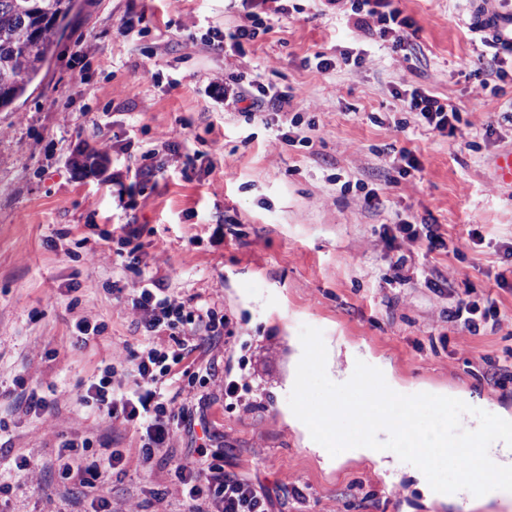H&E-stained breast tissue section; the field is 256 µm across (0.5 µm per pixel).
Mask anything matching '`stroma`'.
Returning a JSON list of instances; mask_svg holds the SVG:
<instances>
[{
  "instance_id": "obj_1",
  "label": "stroma",
  "mask_w": 512,
  "mask_h": 512,
  "mask_svg": "<svg viewBox=\"0 0 512 512\" xmlns=\"http://www.w3.org/2000/svg\"><path fill=\"white\" fill-rule=\"evenodd\" d=\"M75 0L63 32L26 100L0 112V512H189L175 472L216 463L249 481L270 512H512V495L450 504L425 497L412 464L383 471L364 458L325 464L289 424L288 397L299 331L320 329L327 349L386 367L392 389L456 397L512 417V378L491 380L512 354V185L495 159L512 149V73L499 93L471 77L483 47L467 29L473 0H400L418 27L421 52L387 48L373 62L320 72L314 54L339 55L359 35L325 0ZM272 30L243 51H214L210 30L246 12ZM272 84L292 92L311 146L283 144L290 113L246 123L211 94L214 78ZM421 87L462 111L455 134L411 127L402 91ZM179 145L156 152L150 182L137 183L141 155L158 137ZM105 152L101 176L79 174L80 148ZM409 148L419 175L387 183L386 162ZM379 188L385 205L362 206ZM432 219L446 242L428 251L423 235L385 228ZM145 263L161 260L170 293L215 307L229 319L217 342L194 352L207 378L180 376L179 400L194 422L143 462L144 429L85 408L80 397L107 364L115 384H133V355L147 337L132 308L136 283L117 256L118 240ZM407 259L408 284L394 288L392 255ZM503 317L474 335L448 318L466 285ZM120 298H113V289ZM104 324L76 342L77 320ZM234 396H226L228 385ZM57 389V408H27L29 391ZM87 436L124 454L98 493L59 487L51 468L64 438ZM26 457L33 471L15 466Z\"/></svg>"
}]
</instances>
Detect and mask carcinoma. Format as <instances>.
Segmentation results:
<instances>
[{
  "label": "carcinoma",
  "mask_w": 512,
  "mask_h": 512,
  "mask_svg": "<svg viewBox=\"0 0 512 512\" xmlns=\"http://www.w3.org/2000/svg\"><path fill=\"white\" fill-rule=\"evenodd\" d=\"M72 0H0V110L23 98L51 52L58 20L65 19ZM109 161L98 150L76 163L87 175L101 174Z\"/></svg>",
  "instance_id": "1"
}]
</instances>
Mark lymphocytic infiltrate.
Listing matches in <instances>:
<instances>
[{
  "label": "lymphocytic infiltrate",
  "instance_id": "obj_1",
  "mask_svg": "<svg viewBox=\"0 0 512 512\" xmlns=\"http://www.w3.org/2000/svg\"><path fill=\"white\" fill-rule=\"evenodd\" d=\"M332 2L337 16L363 31L369 42L388 46L406 56L413 54L415 24L395 6L394 0ZM509 20L512 14L501 11L498 0H482L471 17L469 30L486 49L473 71L482 87H489L492 79L503 78V65L512 59V41L503 38L498 30L500 23ZM270 30V23L249 13L244 23L233 30L211 31L208 44L217 50L226 47L239 50L244 43ZM224 96L240 106L247 120L260 123L265 122L268 110L282 111L291 101L288 92L262 83L251 91L225 86ZM404 101L416 123L428 130L451 132L462 121L459 107L428 89H411ZM126 268L139 284L133 306L140 314V326L148 333L169 332L178 343L167 348L152 344L142 347L134 358L132 390L115 387L114 370L109 367L98 382L89 386L81 401L92 411L145 428L141 453L143 460L148 461L158 449L168 447L174 428L191 418L189 407L179 403L177 393L169 389L175 366L189 359L205 343L223 336L228 318L213 307L193 305L169 293L163 278L137 256H129ZM55 461L61 483L74 482L93 490L102 470H114L122 464L123 453L105 444L94 446L91 438L76 437L60 442ZM176 477L191 512H269L267 499L247 481L225 473L223 466L214 465L204 471L182 467Z\"/></svg>",
  "mask_w": 512,
  "mask_h": 512
}]
</instances>
